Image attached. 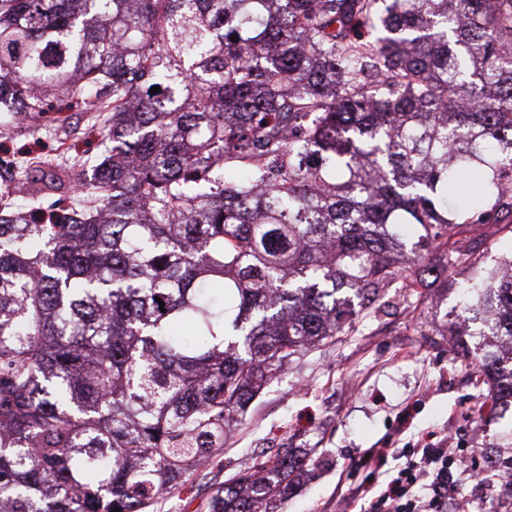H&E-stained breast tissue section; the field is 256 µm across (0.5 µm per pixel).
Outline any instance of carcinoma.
Instances as JSON below:
<instances>
[{
  "instance_id": "carcinoma-1",
  "label": "carcinoma",
  "mask_w": 512,
  "mask_h": 512,
  "mask_svg": "<svg viewBox=\"0 0 512 512\" xmlns=\"http://www.w3.org/2000/svg\"><path fill=\"white\" fill-rule=\"evenodd\" d=\"M58 97L106 146L0 206V512H145L294 357L512 220V0H0V115ZM457 320L512 337V272ZM474 361L512 397V353ZM309 461L208 512H278Z\"/></svg>"
}]
</instances>
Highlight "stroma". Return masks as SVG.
<instances>
[{
	"label": "stroma",
	"mask_w": 512,
	"mask_h": 512,
	"mask_svg": "<svg viewBox=\"0 0 512 512\" xmlns=\"http://www.w3.org/2000/svg\"><path fill=\"white\" fill-rule=\"evenodd\" d=\"M0 149L89 172L105 151L89 113L51 111L41 123L0 130ZM468 263L450 268L447 286L429 282L419 300L393 298L339 337L299 355L288 371L251 402L225 447L191 480L169 490L149 512H208L215 491L253 456L281 448L311 453L315 465L301 478L283 512H341L355 486L374 496L404 464V449L450 437L458 454L480 457L464 476L457 499L470 512H512V490L497 475L512 460V399H489V381L473 367L474 353L499 355L485 336L454 335L458 288L479 268L512 253V233L501 224L470 232ZM484 417H476L478 407Z\"/></svg>",
	"instance_id": "obj_1"
}]
</instances>
